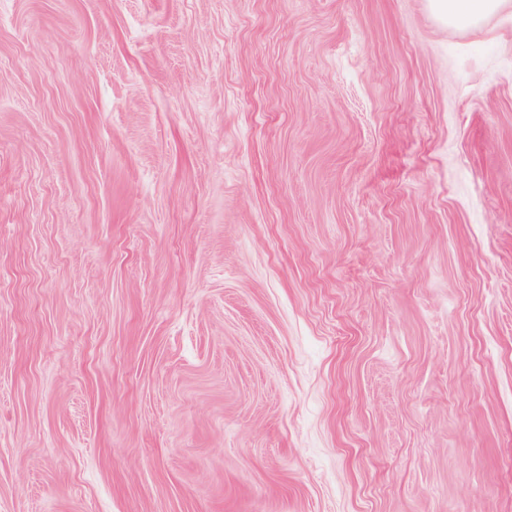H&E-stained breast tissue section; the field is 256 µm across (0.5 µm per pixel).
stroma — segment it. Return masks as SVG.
<instances>
[{"mask_svg": "<svg viewBox=\"0 0 512 512\" xmlns=\"http://www.w3.org/2000/svg\"><path fill=\"white\" fill-rule=\"evenodd\" d=\"M0 512H512V0H0ZM432 13L444 24L475 28L497 13L504 0H429Z\"/></svg>", "mask_w": 512, "mask_h": 512, "instance_id": "stroma-1", "label": "stroma"}]
</instances>
